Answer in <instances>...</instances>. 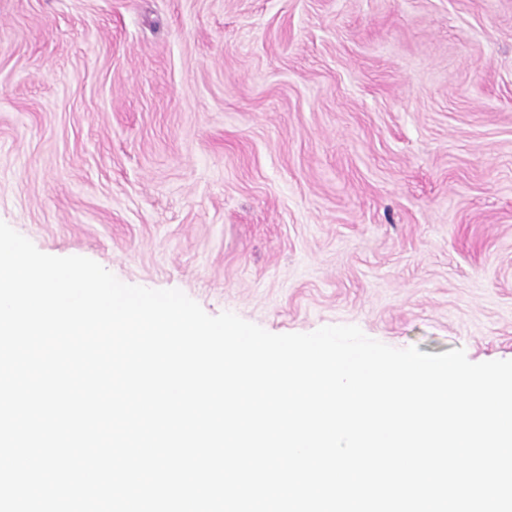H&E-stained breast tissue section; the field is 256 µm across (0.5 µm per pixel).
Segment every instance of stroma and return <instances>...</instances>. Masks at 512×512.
Instances as JSON below:
<instances>
[{"label":"stroma","mask_w":512,"mask_h":512,"mask_svg":"<svg viewBox=\"0 0 512 512\" xmlns=\"http://www.w3.org/2000/svg\"><path fill=\"white\" fill-rule=\"evenodd\" d=\"M0 221L274 334L512 360V0H0Z\"/></svg>","instance_id":"obj_1"}]
</instances>
